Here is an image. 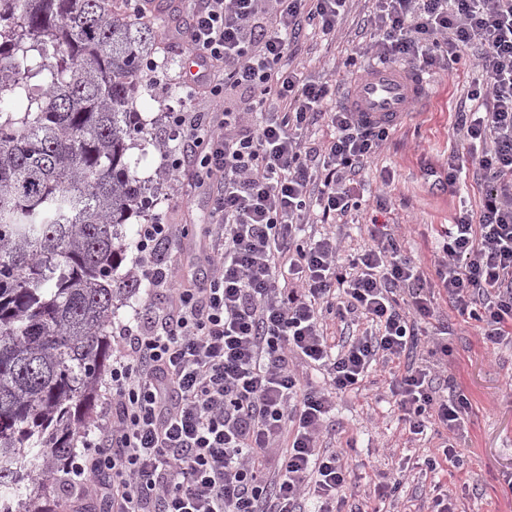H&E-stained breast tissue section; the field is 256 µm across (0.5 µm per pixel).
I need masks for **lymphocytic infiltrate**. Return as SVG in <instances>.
Instances as JSON below:
<instances>
[{
	"label": "lymphocytic infiltrate",
	"mask_w": 512,
	"mask_h": 512,
	"mask_svg": "<svg viewBox=\"0 0 512 512\" xmlns=\"http://www.w3.org/2000/svg\"><path fill=\"white\" fill-rule=\"evenodd\" d=\"M348 2L193 0L177 49L199 71L184 89L212 106L169 107L180 146L165 166L216 189L209 273L188 282L164 260L185 228L140 225L136 262L156 303L112 337L105 416L92 455L67 471L70 496L101 498L105 512H380L346 507V452L324 444L337 395L364 387L377 362L409 434L448 436L422 465L383 474L376 493L422 467L462 466L451 436L470 402L454 380L437 385L448 327L428 330L431 292L485 323L486 342L512 341V0H375L366 20L379 61L429 71L468 52L489 77L470 96L490 108L457 120L480 214L448 227L430 277L388 224L370 222L371 247L346 257L336 238H299L311 216L332 224L360 208L355 176L390 133L333 105L335 85L283 65L303 27L334 34ZM330 317L358 333L335 343Z\"/></svg>",
	"instance_id": "f902f5d3"
}]
</instances>
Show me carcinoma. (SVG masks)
I'll return each mask as SVG.
<instances>
[{"label": "carcinoma", "mask_w": 512, "mask_h": 512, "mask_svg": "<svg viewBox=\"0 0 512 512\" xmlns=\"http://www.w3.org/2000/svg\"><path fill=\"white\" fill-rule=\"evenodd\" d=\"M154 45L117 0H0V512H46L110 367Z\"/></svg>", "instance_id": "carcinoma-1"}]
</instances>
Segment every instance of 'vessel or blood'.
Wrapping results in <instances>:
<instances>
[{
  "label": "vessel or blood",
  "instance_id": "1",
  "mask_svg": "<svg viewBox=\"0 0 512 512\" xmlns=\"http://www.w3.org/2000/svg\"><path fill=\"white\" fill-rule=\"evenodd\" d=\"M427 93L426 81L409 66L378 63L351 86L345 105L369 120L392 125L401 122Z\"/></svg>",
  "mask_w": 512,
  "mask_h": 512
}]
</instances>
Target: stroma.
Wrapping results in <instances>:
<instances>
[{
	"label": "stroma",
	"mask_w": 512,
	"mask_h": 512,
	"mask_svg": "<svg viewBox=\"0 0 512 512\" xmlns=\"http://www.w3.org/2000/svg\"><path fill=\"white\" fill-rule=\"evenodd\" d=\"M373 5L374 0H351L335 38L311 30L302 33L292 47L296 61L312 76L336 78L348 55L362 53L369 39L363 20ZM145 19L156 33L153 57L159 64L158 82L149 93L139 95L133 109L147 120L159 146L144 153L133 148L129 156L136 163L138 177L151 188L148 214L159 213L168 223L189 227L183 247L173 258L178 273L195 278L202 271L200 253L211 206L209 192L190 188L194 207H179L162 152L163 147L177 145L165 112L178 105L176 78L186 70L183 58L170 49L166 37L186 32L192 15L184 0H149ZM428 81L426 99L414 106L373 162L358 174L365 200L385 192L393 202L390 213L379 214L370 207L367 215L394 225L406 252L426 268L432 266L442 245L443 228L455 223L462 210L480 211L481 194L474 182L450 188L443 178L451 156L464 161L469 158L455 119L464 108H477V101L468 100L467 94L483 86L485 76L461 64L453 73L430 75ZM387 174L392 182L386 186L382 178ZM148 214L133 215L126 224L124 268L134 265L137 229L146 223ZM434 301L449 327L448 365L441 374L454 378L471 403L467 426L457 439L464 453V468L441 474L440 479L453 492L458 512H512V345L485 343L483 323L459 315L445 295H435ZM383 381L382 375H371L364 390L337 399L329 426L330 444L348 448L353 476L361 490L369 493L374 490L377 473L387 467L386 449H394L399 458L417 456L435 449L441 441L433 430L417 437L405 434L396 407L376 399L385 389Z\"/></svg>",
	"instance_id": "stroma-1"
}]
</instances>
